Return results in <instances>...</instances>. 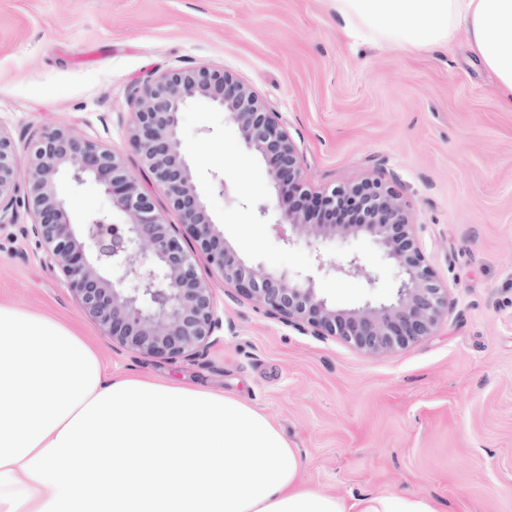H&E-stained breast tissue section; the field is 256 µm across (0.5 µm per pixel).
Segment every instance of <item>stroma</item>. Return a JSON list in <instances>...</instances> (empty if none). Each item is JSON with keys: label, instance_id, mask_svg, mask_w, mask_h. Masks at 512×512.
Wrapping results in <instances>:
<instances>
[{"label": "stroma", "instance_id": "obj_1", "mask_svg": "<svg viewBox=\"0 0 512 512\" xmlns=\"http://www.w3.org/2000/svg\"><path fill=\"white\" fill-rule=\"evenodd\" d=\"M209 66L249 86L299 149L308 189L379 177L402 192L426 264L450 288L433 335L372 354L297 330L238 294L207 264L224 321L195 360L117 347L84 314L60 271L24 233L17 205L0 229V302L94 339L113 371L241 398L278 426L303 463L299 484L330 496L417 495L438 512H512V111L458 28L450 43L390 48L350 36L334 0H0V130L25 149L65 126L118 152L148 181L128 138L136 88ZM186 159L237 254L306 271L358 256L375 287L317 279L340 309L383 301L398 270L365 236L285 247L255 205L265 164L223 109L181 115ZM227 192L212 191L213 177ZM73 223L111 207L94 183H65Z\"/></svg>", "mask_w": 512, "mask_h": 512}]
</instances>
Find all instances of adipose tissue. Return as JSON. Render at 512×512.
Here are the masks:
<instances>
[{
	"label": "adipose tissue",
	"instance_id": "ef3b65f1",
	"mask_svg": "<svg viewBox=\"0 0 512 512\" xmlns=\"http://www.w3.org/2000/svg\"><path fill=\"white\" fill-rule=\"evenodd\" d=\"M393 47L457 27L512 109V0H336ZM301 456L252 405L115 376L76 331L0 303V512H438L426 497L300 486Z\"/></svg>",
	"mask_w": 512,
	"mask_h": 512
}]
</instances>
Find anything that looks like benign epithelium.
Returning <instances> with one entry per match:
<instances>
[{
  "mask_svg": "<svg viewBox=\"0 0 512 512\" xmlns=\"http://www.w3.org/2000/svg\"><path fill=\"white\" fill-rule=\"evenodd\" d=\"M195 100L223 108L246 148L265 163L280 210L273 226L283 244L368 235L399 269L390 299L338 309L322 296L315 275L238 256L224 241L182 152L180 114ZM128 134L153 187L165 194L181 223L164 221L151 191L112 149L54 127L22 158L0 130V228L16 223V193L25 187L33 219L29 231L44 246L45 260L60 270L82 311L112 342L139 355L172 359L204 351L223 319L213 288L198 275L199 253L225 283L289 325L315 336H338L372 353L432 335L448 311L449 288L425 264L401 191L379 178L321 195L307 190L297 146L276 113L226 72L203 66L144 82L131 103ZM64 174L77 184L93 181L123 223L112 222L110 212L72 223L60 190ZM332 269L371 288L376 283L356 256Z\"/></svg>",
  "mask_w": 512,
  "mask_h": 512,
  "instance_id": "obj_1",
  "label": "benign epithelium"
}]
</instances>
